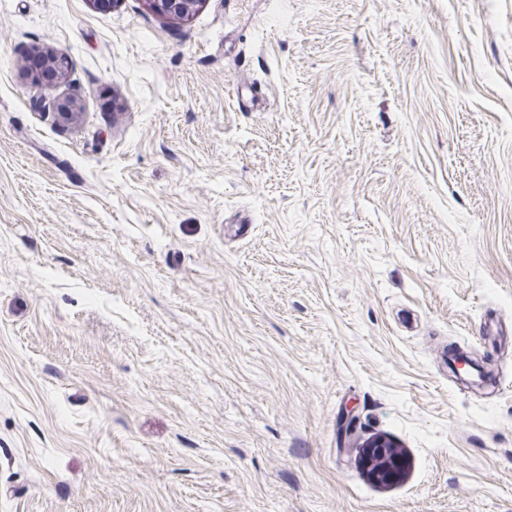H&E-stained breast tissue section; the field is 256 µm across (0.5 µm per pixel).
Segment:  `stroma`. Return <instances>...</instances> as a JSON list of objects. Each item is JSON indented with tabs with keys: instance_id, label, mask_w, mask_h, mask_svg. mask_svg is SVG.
<instances>
[{
	"instance_id": "obj_1",
	"label": "stroma",
	"mask_w": 512,
	"mask_h": 512,
	"mask_svg": "<svg viewBox=\"0 0 512 512\" xmlns=\"http://www.w3.org/2000/svg\"><path fill=\"white\" fill-rule=\"evenodd\" d=\"M0 512H512V0H0ZM151 9L161 15L185 18L194 13L201 0H148ZM364 457L372 466V476L380 483L398 480L404 469V460L394 449L395 446L383 438L369 440L364 447Z\"/></svg>"
}]
</instances>
